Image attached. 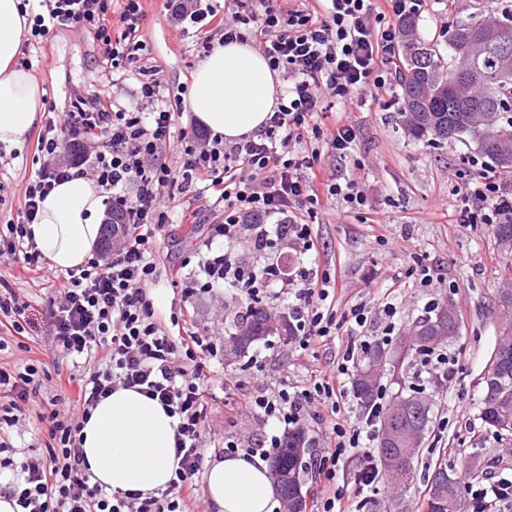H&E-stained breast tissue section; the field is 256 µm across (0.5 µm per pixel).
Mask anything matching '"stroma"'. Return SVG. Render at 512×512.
I'll use <instances>...</instances> for the list:
<instances>
[{
    "mask_svg": "<svg viewBox=\"0 0 512 512\" xmlns=\"http://www.w3.org/2000/svg\"><path fill=\"white\" fill-rule=\"evenodd\" d=\"M175 2L143 0L142 48L118 80L104 71L101 45L92 29L59 27L50 32L42 48L23 46L20 58L27 61L38 86L39 118L21 144L11 148L0 144V226L17 221L24 207L25 188L36 169L39 134L88 94L109 96L127 110L140 111L144 105L136 95L139 80L142 74H157L166 105L176 114L163 145L164 158H172L181 128L193 124L188 98L194 72L205 57L196 24L174 23ZM489 6L497 11L509 9L512 0H422L419 35L428 42L442 41L451 23L469 21L473 13ZM348 107L358 130L357 154L341 160L322 153L316 172L322 177L357 180L367 207L353 212L342 201L327 202L311 226L317 246L312 257L315 267L337 278L333 292L337 313L347 312L354 304L366 305L376 314L370 334L382 335L390 325L399 335L434 305L448 303L460 326L458 337L447 347L457 361L450 387L419 383L409 375L400 385L388 374L381 380L389 398L399 387H417L421 396L432 399L434 415L410 485L396 489L379 482L366 494L361 512H425L426 480L435 466L458 472L479 454L500 461L497 476L512 478V440L498 439L481 421L479 385L504 326L496 305L499 291L512 281V248L495 243L488 225L457 221L462 207L458 187L463 177L478 171L474 150L458 141L436 147L408 136L400 115V94L367 102L357 96ZM237 234L232 258L238 266L258 270L299 263L298 247L291 240L280 238L272 247L258 250L245 229ZM197 235V227L172 224L156 246L158 286L153 300L162 314H169L171 303L181 300L180 289L169 286L167 275L170 268L193 259ZM418 262L430 268V282L412 274ZM5 276L20 298L29 302L28 314L37 325L46 371L42 396L58 394L65 403H72L79 387H56V357L47 339L53 288L31 280L18 263L7 267ZM389 297L397 303L391 321L380 313ZM255 298L281 311L288 308L287 295L277 296L264 288L252 295L228 290L219 297L202 289L192 298L195 330L219 348L217 360L207 368L209 380L204 387L211 408L202 436L203 454L208 458L218 456L230 442L245 457L254 448L270 449L273 437L285 436L284 427L262 413L238 409L239 399L285 385L303 386L312 373L332 370L344 351L338 338L312 343L303 351L273 336L253 345L244 356L228 354L224 341ZM38 412L37 404L24 406L16 425L7 430L29 459L40 457L48 440Z\"/></svg>",
    "mask_w": 512,
    "mask_h": 512,
    "instance_id": "obj_1",
    "label": "stroma"
}]
</instances>
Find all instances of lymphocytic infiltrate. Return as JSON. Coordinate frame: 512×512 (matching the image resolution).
<instances>
[{"label":"lymphocytic infiltrate","instance_id":"lymphocytic-infiltrate-1","mask_svg":"<svg viewBox=\"0 0 512 512\" xmlns=\"http://www.w3.org/2000/svg\"><path fill=\"white\" fill-rule=\"evenodd\" d=\"M32 36L43 38L62 25L88 27L103 45L105 65L117 69L141 45L144 17L141 0H123L118 18L109 16V0H39ZM421 0H233L224 10L205 8L201 0H181L178 20L208 22L222 30L225 41H251L272 70L286 75L288 90L260 133L230 145L190 129L182 131L175 163L160 158L161 143L173 122L159 80L141 82L139 94L150 104L147 112H131L112 98L91 95L73 104L59 123L49 124L36 149L39 168L25 188V204L16 223L0 237V258L23 262L35 277L46 278L39 264L29 226L38 203L62 179L92 177L112 196L113 212L125 222L123 243L111 255H96L55 281L57 303L49 323L59 356L66 363L67 382H79L78 412L59 409L60 396L43 400L40 421L49 440L42 456L23 462V483L12 488L19 512H186L201 470V436L208 419L203 385L208 359L217 349L196 331L174 336L159 322L151 295L157 285L153 247L170 218L161 189L170 185L189 196L178 214L182 224H199L204 213L223 206L224 221L210 225L196 244L197 266L177 269L171 282L192 295L194 284L215 290L235 288L254 292L270 280L244 271L220 241L232 228L246 225L256 248L271 237L292 238L301 254L315 243L310 226L323 202L342 201L348 209L366 204L352 179L318 178L314 167L322 152L346 159L354 152L357 127L349 120L326 126L329 101L345 105L354 95L373 100L391 92L400 33L392 17L418 10ZM72 157L57 160L61 145ZM135 185L127 200V185ZM469 205L459 213L462 224H502L512 220V190L487 172L464 185ZM330 276L300 267L291 284L289 315L298 327L300 348L335 336L337 323L329 301ZM365 307L350 310L347 345L332 372L311 376L304 387L281 388L272 396L245 400L248 409L278 424L299 421L306 402L320 400L339 413L347 382L359 352L371 344ZM132 388L159 401L176 417L175 477L164 491L146 496L113 491L90 473L81 450V432L91 410L116 387ZM40 366L32 359L23 370L0 368V395L11 407L37 398ZM376 413L358 422L334 423L317 474L332 483L344 456H358L363 466L354 484L357 494L372 488L370 461Z\"/></svg>","mask_w":512,"mask_h":512}]
</instances>
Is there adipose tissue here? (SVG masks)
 Masks as SVG:
<instances>
[{
  "instance_id": "adipose-tissue-1",
  "label": "adipose tissue",
  "mask_w": 512,
  "mask_h": 512,
  "mask_svg": "<svg viewBox=\"0 0 512 512\" xmlns=\"http://www.w3.org/2000/svg\"><path fill=\"white\" fill-rule=\"evenodd\" d=\"M23 0H0V144L21 142L37 119V85L17 64L28 33ZM278 72L248 44H216L194 75L189 101L202 127L232 143L262 130L281 95ZM105 190L76 176L58 183L40 203L31 227L48 266L81 267L101 238ZM177 420L155 400L116 388L92 410L81 448L92 475L115 491L153 493L171 483ZM206 494L217 512H272L275 489L268 468L229 455L211 461Z\"/></svg>"
}]
</instances>
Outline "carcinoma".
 <instances>
[{"mask_svg":"<svg viewBox=\"0 0 512 512\" xmlns=\"http://www.w3.org/2000/svg\"><path fill=\"white\" fill-rule=\"evenodd\" d=\"M417 15L398 19L402 31L399 52V82L403 96L401 116L410 136L439 146L449 140L471 146L486 159L490 172L512 180V121L502 117V109L512 102V52L505 55L499 44L483 51L469 44L473 33L496 32L512 44V9L500 13L485 10L465 23L451 25L452 35L445 49L417 37ZM500 315L509 330L502 332L481 378L480 419L503 436L512 437V291L499 296ZM267 307L259 302L249 307L236 333L246 332L236 353L245 354L251 345L268 340L264 324ZM459 334L456 313L435 306L416 321L411 330L390 344L378 343L366 354L365 367L353 382L356 399L366 408L376 407L380 384L367 376V367L379 353L391 357L392 376L404 370L412 354L427 352L451 343ZM406 400L399 426L388 429L391 405L379 415L373 460L381 476L397 485L411 482L414 461L432 419V404L414 394ZM308 447L305 433L295 430L283 438L272 457L282 471L276 492L288 512H300L306 504L297 495L303 492ZM428 512H461L465 508L466 482L438 467L428 478Z\"/></svg>","mask_w":512,"mask_h":512,"instance_id":"carcinoma-1","label":"carcinoma"}]
</instances>
